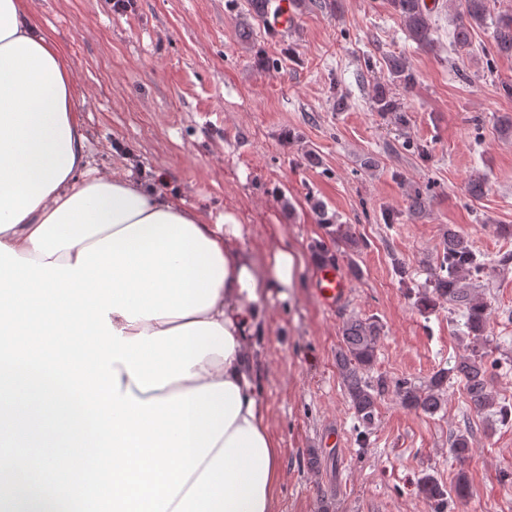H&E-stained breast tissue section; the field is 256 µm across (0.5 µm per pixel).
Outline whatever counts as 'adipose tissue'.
<instances>
[{
	"instance_id": "1",
	"label": "adipose tissue",
	"mask_w": 512,
	"mask_h": 512,
	"mask_svg": "<svg viewBox=\"0 0 512 512\" xmlns=\"http://www.w3.org/2000/svg\"><path fill=\"white\" fill-rule=\"evenodd\" d=\"M75 73L25 0H0V421L78 449L112 512H276L283 479L251 367L270 289L243 226L90 169Z\"/></svg>"
}]
</instances>
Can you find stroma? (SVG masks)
Returning a JSON list of instances; mask_svg holds the SVG:
<instances>
[{
	"instance_id": "1",
	"label": "stroma",
	"mask_w": 512,
	"mask_h": 512,
	"mask_svg": "<svg viewBox=\"0 0 512 512\" xmlns=\"http://www.w3.org/2000/svg\"><path fill=\"white\" fill-rule=\"evenodd\" d=\"M130 2L118 13L113 0H27L77 74L93 166L156 180L212 218L232 214L260 267L283 244L304 257L294 287L267 298L252 336L260 399L281 449L277 512H431L419 479L449 487L461 472L472 495L464 504L449 498L447 512H512V425L471 407L459 378L432 416L404 409L389 388L364 434L336 367L340 329L352 317L382 325L371 375L389 385L424 383L471 347L457 309L443 303L423 314L415 301L448 226L489 256L512 255V238L494 231L512 224V136L495 122L512 114L502 90L512 84V57L494 54L492 25L458 52L448 33L459 0H441L429 48L407 39L387 0H338L333 14L305 0L276 35L250 0ZM391 54L406 56L417 76L412 88H392L408 116L403 127L371 103ZM261 55L272 65L259 66ZM310 152L318 163L307 162ZM477 176L487 191L474 199L465 187ZM415 187L428 190L418 214L408 207ZM318 202L367 243L361 278L333 308L315 291L313 245L325 235ZM398 260L413 285L396 276ZM482 282L489 386L512 405V265L490 266ZM460 432L471 439L465 460L450 452Z\"/></svg>"
}]
</instances>
